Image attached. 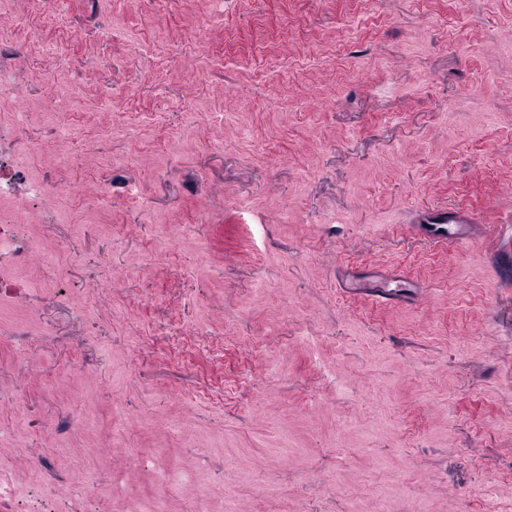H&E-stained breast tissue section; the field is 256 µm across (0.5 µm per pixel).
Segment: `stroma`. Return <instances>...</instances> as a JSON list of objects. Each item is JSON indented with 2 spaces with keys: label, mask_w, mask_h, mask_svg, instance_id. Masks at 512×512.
I'll use <instances>...</instances> for the list:
<instances>
[{
  "label": "stroma",
  "mask_w": 512,
  "mask_h": 512,
  "mask_svg": "<svg viewBox=\"0 0 512 512\" xmlns=\"http://www.w3.org/2000/svg\"><path fill=\"white\" fill-rule=\"evenodd\" d=\"M0 90L15 512H512V0H0ZM18 224L24 223L17 219L15 211L0 208V249L11 247L17 240L13 230Z\"/></svg>",
  "instance_id": "1"
}]
</instances>
